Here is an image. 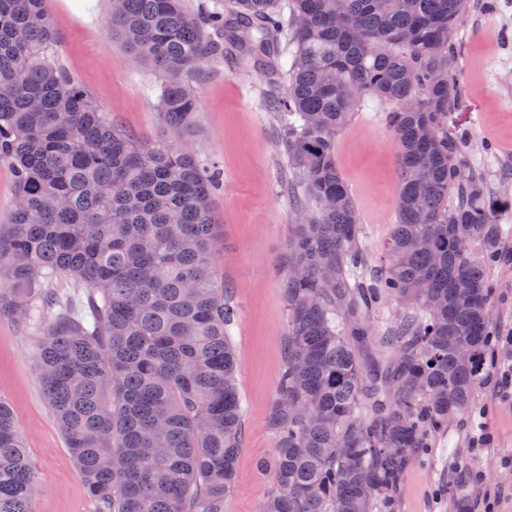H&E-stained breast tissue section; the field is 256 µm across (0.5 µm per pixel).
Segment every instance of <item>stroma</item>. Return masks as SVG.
<instances>
[{
	"label": "stroma",
	"mask_w": 512,
	"mask_h": 512,
	"mask_svg": "<svg viewBox=\"0 0 512 512\" xmlns=\"http://www.w3.org/2000/svg\"><path fill=\"white\" fill-rule=\"evenodd\" d=\"M59 59L113 122L145 144L161 139L157 106L162 80L129 56L106 24L109 0H46ZM451 74L460 102L448 124L466 137L465 156L484 190L512 196V0H467L454 34ZM284 76L225 45L194 78L197 110L185 142L215 163L222 183L212 196L221 248L215 268L238 308L232 329L244 409L238 476L224 512H260L272 471L258 470L273 452L267 419L287 334L281 263L288 227L298 215L288 196L291 173L280 123L264 100ZM336 162L357 205L361 238L381 265L399 186L398 148L380 107L354 112L336 137ZM44 325L0 320V397L12 405L41 492L35 512H95L36 370ZM477 408L449 423L432 447L405 464L393 512H512V388L481 386Z\"/></svg>",
	"instance_id": "obj_1"
}]
</instances>
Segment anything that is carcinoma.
Returning <instances> with one entry per match:
<instances>
[{
  "mask_svg": "<svg viewBox=\"0 0 512 512\" xmlns=\"http://www.w3.org/2000/svg\"><path fill=\"white\" fill-rule=\"evenodd\" d=\"M122 48L163 76L158 108L182 133L190 81L220 49L249 50L287 84L269 95L295 176L299 222L283 266L285 355L268 428L274 484L260 512H382L407 457L473 409L502 338L491 273L512 201L464 172L448 128L466 0H236L198 16L182 0H110ZM45 0H0V159L17 204L0 224V319L56 310L40 341L46 399L96 512H224L243 407L236 310L214 267L215 166L171 139L141 145L54 54ZM384 104L400 153L387 264L373 282L357 206L336 162L352 112ZM456 203H449L450 198ZM87 286L74 307L49 288ZM406 307L367 327L385 299ZM379 347L387 360L370 353ZM41 488L0 399V512H33Z\"/></svg>",
  "mask_w": 512,
  "mask_h": 512,
  "instance_id": "carcinoma-1",
  "label": "carcinoma"
}]
</instances>
